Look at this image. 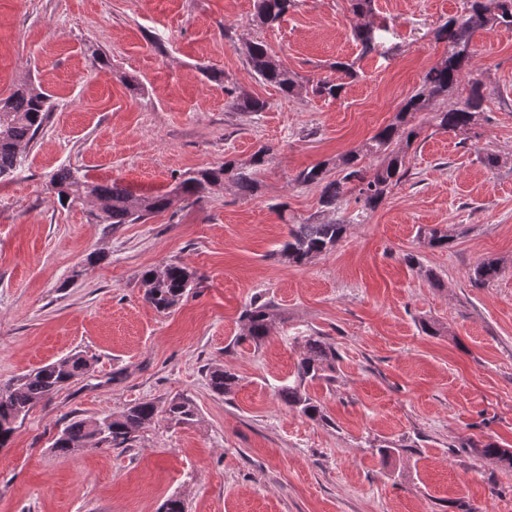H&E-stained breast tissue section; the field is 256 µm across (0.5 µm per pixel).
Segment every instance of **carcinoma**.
Instances as JSON below:
<instances>
[{"instance_id":"obj_1","label":"carcinoma","mask_w":512,"mask_h":512,"mask_svg":"<svg viewBox=\"0 0 512 512\" xmlns=\"http://www.w3.org/2000/svg\"><path fill=\"white\" fill-rule=\"evenodd\" d=\"M296 5V0H256L255 19L261 24H273L283 18ZM512 27V0H463V11L438 26L435 38L447 43V56L424 73L421 85L405 99L396 115L397 122L406 127V143L417 136L411 118L423 111L429 101L448 96L458 87L468 72L474 50L471 38L475 28ZM389 29L385 26L362 22L355 31V39L362 51L377 50ZM246 61L252 72L263 82L276 86L283 94L293 95L304 85L299 76L284 67L261 41L246 43ZM342 84L329 76L311 83V92L318 96L336 98ZM230 107L242 112H262L266 102L250 97L236 99ZM51 112L50 96L41 89L26 85L0 100V178L16 173L22 166V148L31 143L48 120ZM481 84L473 81L467 96L459 106L435 112L432 121L436 127L468 135L480 125L483 118ZM396 128L388 125L371 138L365 151H351L339 159L340 177L330 178L326 164L305 167L295 175V181L321 187L319 202L322 207L336 209V204L347 194H355L360 204L356 214L347 220H331L320 224L309 222L288 225V240L278 251L280 260L291 266H302L314 257L327 252L346 234L348 226L359 224L368 211L375 210L390 189L405 176L404 156L390 150ZM384 154L386 159L377 168L364 165L366 155ZM233 178L241 194L250 196L257 182L251 172L234 168L228 162L211 168L186 172L175 190L186 196L201 198L213 187ZM50 186L62 203L75 204L90 197L105 203V211L95 216L99 224H137L147 216L166 210L170 197L166 194L136 196L128 189L112 183L93 184L83 181L71 169L61 167L50 177ZM418 236L424 245L445 249L451 243L448 231L437 227L420 228ZM502 267L496 260H485L471 271L470 282L481 287L498 279ZM145 300L157 311L175 307L182 297L197 286L195 273L186 266L174 263L151 268L142 275ZM278 313L269 301L255 300L243 312L244 339L258 346L270 336ZM89 368L87 360L73 356L60 362L40 367L0 386V447L10 441L18 420L24 419L40 401L51 397L66 383L82 375ZM336 372V348L324 337L309 335L301 338L300 358L293 380L280 391L283 403L310 419L324 418L323 408L307 391L316 381L329 382ZM238 383L237 375L227 367L208 370V385L218 395H229ZM159 414L152 401L139 402L118 415L104 414L96 419L72 417L68 419L53 448L65 456L79 448H127L135 441V433L152 424ZM167 420L190 425L197 413L193 400L187 396L172 398L165 409ZM480 455L493 457L512 466V450L487 444L478 449Z\"/></svg>"}]
</instances>
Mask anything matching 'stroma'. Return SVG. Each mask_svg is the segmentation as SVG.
Returning <instances> with one entry per match:
<instances>
[{
    "label": "stroma",
    "mask_w": 512,
    "mask_h": 512,
    "mask_svg": "<svg viewBox=\"0 0 512 512\" xmlns=\"http://www.w3.org/2000/svg\"><path fill=\"white\" fill-rule=\"evenodd\" d=\"M461 12L462 0H374L389 34L366 54L349 0H297L271 26L254 0H0V100L32 84L53 102L20 170L0 178V384L76 354L91 363L0 449V512H160L173 495L187 512H512V468L478 453L512 448V28L472 37L477 136L431 121L466 96L463 82L416 114L413 144L395 136L407 175L364 223L306 265L276 256L289 225L327 217L319 188L295 174L392 123L446 55L436 27ZM250 41L302 79L334 75L342 95L262 83ZM338 60L356 79L331 73ZM234 95L267 108L233 110ZM227 160L254 171L253 196L229 180L193 204L174 194L181 173ZM61 167L172 201L138 224H98L92 201H58L49 177ZM425 226L447 229L449 247L424 246ZM487 259L502 276L472 287ZM167 263L198 280L160 313L141 274ZM257 297L280 313L258 346L241 321ZM315 332L337 355L334 381L309 388L321 421L278 396L299 337ZM216 366L238 376L229 396L208 386ZM182 394L192 425L159 420L129 448H52L68 418Z\"/></svg>",
    "instance_id": "35a3bbf8"
}]
</instances>
